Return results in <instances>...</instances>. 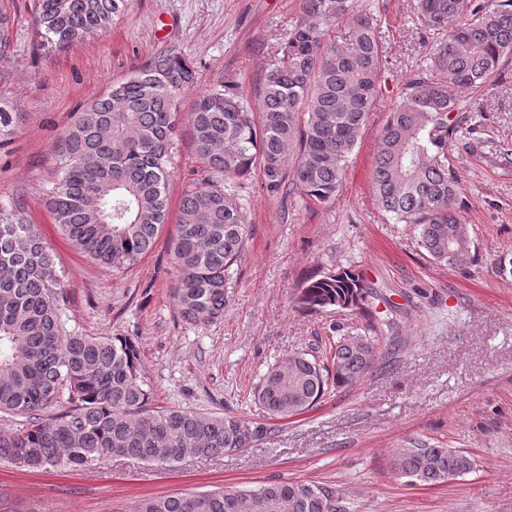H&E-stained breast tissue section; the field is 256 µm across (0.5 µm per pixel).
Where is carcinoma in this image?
Returning a JSON list of instances; mask_svg holds the SVG:
<instances>
[{"label":"carcinoma","mask_w":512,"mask_h":512,"mask_svg":"<svg viewBox=\"0 0 512 512\" xmlns=\"http://www.w3.org/2000/svg\"><path fill=\"white\" fill-rule=\"evenodd\" d=\"M428 29L443 38L407 82L383 128L371 182L381 208L421 227V245L455 264L470 245L457 213L460 193L448 150L461 139L458 99L448 88L478 90L512 57V0H416ZM125 0H33L38 47L62 52L105 32ZM348 21L347 44L327 45L322 28ZM377 19L354 0H302L268 70L259 115L225 82L195 96L189 122L204 174L183 191L171 255L172 297L194 325L224 316L232 267L246 246L239 194L258 170L272 190L325 204L342 182L349 154L376 102L383 74ZM196 71L170 52L87 103L55 138V182L46 204L73 246L97 264L122 269L154 245L166 223L179 99ZM23 113L0 99V145ZM373 289L353 269L309 280L298 298L310 312L364 310ZM65 295L52 255L34 224L0 219V413L25 419L0 430V461L44 472L84 470L112 458L173 465L192 454L217 457L250 447L266 432L237 416L151 406L135 343L67 328ZM373 336L339 338L330 361L304 351L268 368L256 402L272 418L305 413L336 387L369 374ZM396 473L434 486L468 473L455 448H403ZM136 512H343L336 488L303 481L175 493L141 500Z\"/></svg>","instance_id":"1"}]
</instances>
